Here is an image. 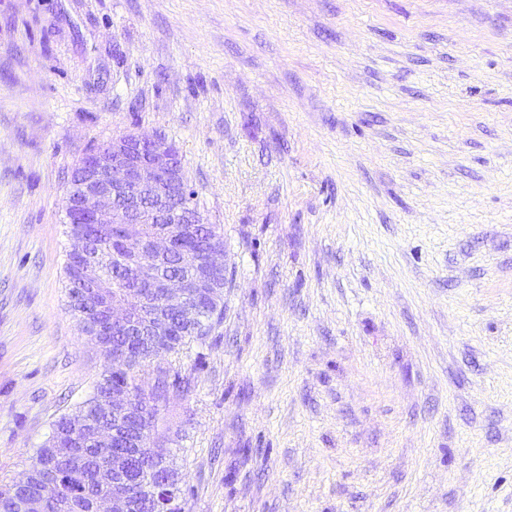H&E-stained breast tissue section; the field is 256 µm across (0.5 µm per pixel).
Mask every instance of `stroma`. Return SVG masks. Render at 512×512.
I'll return each mask as SVG.
<instances>
[{
	"mask_svg": "<svg viewBox=\"0 0 512 512\" xmlns=\"http://www.w3.org/2000/svg\"><path fill=\"white\" fill-rule=\"evenodd\" d=\"M130 131L224 236L137 376L183 512H512V0H0V485L102 372L62 200ZM175 386H178L184 390L186 388L188 389V380L184 377H181L179 373H174L173 375L162 373L157 377L154 384V392L152 393L151 397V418L154 420L153 424H155L160 411V407L168 400L166 396L168 388Z\"/></svg>",
	"mask_w": 512,
	"mask_h": 512,
	"instance_id": "stroma-1",
	"label": "stroma"
}]
</instances>
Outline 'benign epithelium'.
Wrapping results in <instances>:
<instances>
[{"mask_svg": "<svg viewBox=\"0 0 512 512\" xmlns=\"http://www.w3.org/2000/svg\"><path fill=\"white\" fill-rule=\"evenodd\" d=\"M177 147L161 136L148 137L127 132L112 138L89 153L81 162L78 181L69 184L63 208L64 222L70 224H163L160 236L136 247L134 273L141 284L160 299L174 306L183 321L201 317L200 305L182 303L198 298L206 287L207 275L169 277L162 273L161 262L171 253H181L200 268L214 273L224 268L222 250L204 248L188 253L186 240L197 236L189 211L194 208L196 191L188 182ZM85 235L74 237L70 259L78 263L83 278L90 270L111 267L112 255L92 251ZM88 303L112 321V326L126 325L138 319L160 336L170 327L169 309L131 295L114 302L102 281L92 283ZM112 414L124 421L117 429L102 423L76 419L73 430L93 436L100 454L112 456V467L101 477L112 483V496L98 501L96 512H135L139 502L133 493L132 461L149 455L152 449L143 441L146 417L135 409L124 391L112 392ZM181 493L170 489L162 478L156 479L155 512H181Z\"/></svg>", "mask_w": 512, "mask_h": 512, "instance_id": "obj_1", "label": "benign epithelium"}]
</instances>
